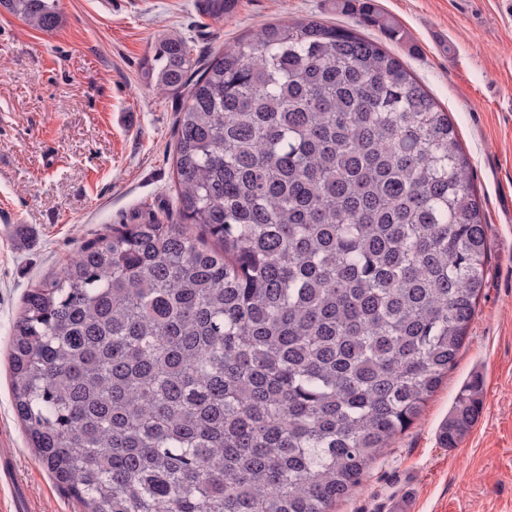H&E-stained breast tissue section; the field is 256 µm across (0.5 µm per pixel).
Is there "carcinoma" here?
I'll list each match as a JSON object with an SVG mask.
<instances>
[{
  "label": "carcinoma",
  "mask_w": 512,
  "mask_h": 512,
  "mask_svg": "<svg viewBox=\"0 0 512 512\" xmlns=\"http://www.w3.org/2000/svg\"><path fill=\"white\" fill-rule=\"evenodd\" d=\"M222 21L237 0H197ZM42 31L60 0H0ZM355 24L286 20L201 62L160 40L183 99L178 223L83 245L23 301L13 409L82 512H331L456 364L489 227L448 112ZM475 372L439 430L477 422Z\"/></svg>",
  "instance_id": "cac0c4a2"
}]
</instances>
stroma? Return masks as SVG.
<instances>
[{"mask_svg":"<svg viewBox=\"0 0 512 512\" xmlns=\"http://www.w3.org/2000/svg\"><path fill=\"white\" fill-rule=\"evenodd\" d=\"M388 42L447 110L471 160L491 235L486 284L457 363L419 420L332 512H512V0H376ZM46 32L0 9V455L31 512H78L29 447L12 408L8 346L25 294L106 227L162 214L175 196L179 100L144 77L167 37L215 54L261 25L347 26L336 0H238L231 20L196 0H60ZM484 405L455 448L439 428L472 372Z\"/></svg>","mask_w":512,"mask_h":512,"instance_id":"1","label":"stroma"}]
</instances>
